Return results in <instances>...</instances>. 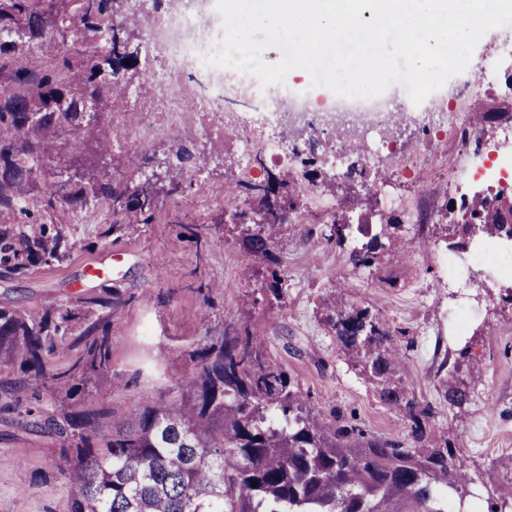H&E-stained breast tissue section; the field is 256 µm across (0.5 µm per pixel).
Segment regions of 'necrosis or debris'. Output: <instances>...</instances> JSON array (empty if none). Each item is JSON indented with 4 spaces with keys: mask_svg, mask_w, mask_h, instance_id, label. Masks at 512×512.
<instances>
[{
    "mask_svg": "<svg viewBox=\"0 0 512 512\" xmlns=\"http://www.w3.org/2000/svg\"><path fill=\"white\" fill-rule=\"evenodd\" d=\"M211 2L182 0L176 5L172 0H130L129 10L144 23L141 52L160 55L162 62L145 76L155 91L152 100L129 94L113 102L112 125L127 133L119 148L134 150L169 131L202 126L209 143L233 130L235 152L246 161L261 152L263 169L307 167L320 159L318 143L349 130L361 139L359 156L341 150L331 155L346 176L396 154L388 129L398 116H410L427 128L447 123V114L416 111L405 92L396 98L327 101L314 88L261 87L245 72L235 85H227L223 69L202 60L224 35ZM231 95L249 98V111L226 113L224 102ZM469 179L501 193L512 192V126L502 130L494 147L484 149Z\"/></svg>",
    "mask_w": 512,
    "mask_h": 512,
    "instance_id": "1",
    "label": "necrosis or debris"
}]
</instances>
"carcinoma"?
Returning <instances> with one entry per match:
<instances>
[{
    "instance_id": "cac0c4a2",
    "label": "carcinoma",
    "mask_w": 512,
    "mask_h": 512,
    "mask_svg": "<svg viewBox=\"0 0 512 512\" xmlns=\"http://www.w3.org/2000/svg\"><path fill=\"white\" fill-rule=\"evenodd\" d=\"M123 2L0 0V278H25L69 263L79 249L117 245L155 223L161 194L185 191L193 151L181 141L170 148L162 177L148 158L131 161L129 173L108 170L112 101L144 76L139 46L119 21ZM90 139L98 156L52 164L60 151H83ZM287 183L291 191L272 197ZM246 189L248 207L228 206L241 217L248 248L272 259V231L286 223L285 208L294 207L301 186L286 172ZM500 200L472 197L447 235L464 240L475 229L512 239ZM91 207L111 219L86 242L72 221ZM183 229L197 250L209 244L207 225ZM349 230L335 220L321 235L341 245ZM384 235L354 249L353 265L368 264L385 247ZM132 300L122 281L110 279L39 308L0 304V371L32 390L21 398L16 383L5 382L0 410L60 445L67 512H395L402 503L413 512H443L440 491L463 496V459L429 439L431 410L398 375L396 339L367 308L339 310L328 321L380 401L407 418L409 446L352 419L324 418L248 326L199 337L193 371L168 397L120 413L86 407L95 382L112 371L109 331ZM77 346L67 368H53ZM441 386L449 406L467 403L460 367Z\"/></svg>"
}]
</instances>
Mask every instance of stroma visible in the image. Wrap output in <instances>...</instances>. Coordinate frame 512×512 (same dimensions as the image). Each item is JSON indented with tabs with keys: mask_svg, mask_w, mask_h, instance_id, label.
Wrapping results in <instances>:
<instances>
[{
	"mask_svg": "<svg viewBox=\"0 0 512 512\" xmlns=\"http://www.w3.org/2000/svg\"><path fill=\"white\" fill-rule=\"evenodd\" d=\"M499 46L511 55L498 64V82L482 85L479 101L459 95L474 78L466 71L429 95L425 109L459 107L485 141H495L499 121L483 118L476 106L496 110L512 104V25L488 31L473 53L478 60ZM187 136L197 145L187 165L188 172L200 176L187 191L194 206L163 197L157 222L118 246L122 260L115 276L135 299L112 326V371L99 381L101 398L121 412L142 399L167 395L175 381L190 373L195 339L246 323L265 337L269 355L310 392L323 414L338 412L381 438L407 442L406 418L380 401L326 320L335 308L367 307L395 335L408 388L432 407V440L456 448L474 489L484 497L493 502L507 497L512 492V457L506 454L512 448V303L502 295L512 280L470 269L462 298L451 296L439 281L438 255L449 246L445 215L457 207L454 195L443 193V182L452 176L468 195L485 192L469 183L472 159L459 151L452 132L443 134L444 145L437 151L431 146L434 133L416 128L405 134L399 145L417 156V165L380 160L367 207L337 210V219L352 224L362 216L386 225L393 241L370 266L358 268L351 263L350 243L326 242L312 222L326 199H343L323 187L304 189L299 197L297 208L309 223L292 219L280 228L279 264L248 251L231 224L215 234L205 252H197L194 243L181 238L180 221L215 224L226 200L256 176L241 166L232 149L204 146L194 130ZM427 197L433 201L427 222L411 223L410 213ZM107 254L101 247L82 250L68 265L41 269L24 280L0 279V300L27 308L64 300L73 285L91 288L85 268ZM275 266L285 299L260 300ZM392 274L398 277L394 286L387 282ZM200 278L215 284L209 297L196 291ZM461 303L477 311L462 337L448 321L449 307ZM447 364L461 365L468 384L469 400L459 410L449 407L439 384ZM62 464L51 438L0 417V512H66Z\"/></svg>",
	"mask_w": 512,
	"mask_h": 512,
	"instance_id": "1",
	"label": "stroma"
}]
</instances>
